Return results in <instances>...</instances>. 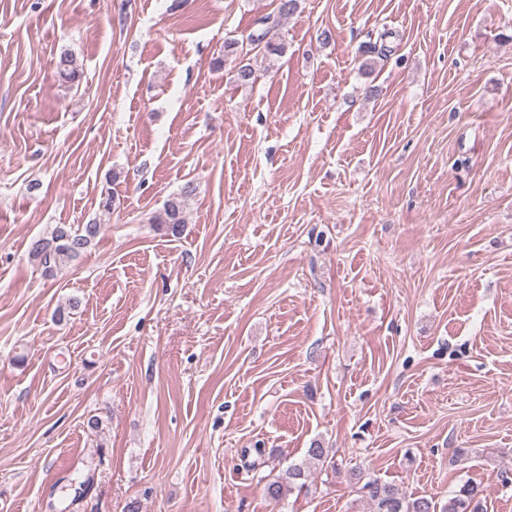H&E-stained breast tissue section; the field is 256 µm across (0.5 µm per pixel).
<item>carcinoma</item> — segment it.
<instances>
[{
	"label": "carcinoma",
	"instance_id": "cac0c4a2",
	"mask_svg": "<svg viewBox=\"0 0 512 512\" xmlns=\"http://www.w3.org/2000/svg\"><path fill=\"white\" fill-rule=\"evenodd\" d=\"M299 0H278L277 17L271 20L276 27L298 9ZM250 43L264 51V56L276 59L283 56L287 46L268 38L265 30L250 36ZM56 70L65 82H75L80 72L75 59L68 53L60 55ZM195 192L193 183H186L179 193L169 198L162 209L151 218V223L172 236L180 234L182 225L186 223V208ZM101 233V225L92 222L73 227L70 224H57L48 235L36 238L30 245L29 255L37 261L45 272L58 270L82 255ZM329 449L315 441L308 448V459L302 464H293L273 481L265 485L266 496L275 502L280 501L292 489L302 488L309 478L310 465H323L329 458ZM356 483L366 497L372 512H486L482 499L479 498L478 487L466 484L459 488L448 501L439 504L426 497L410 498L399 492V489L388 482L368 477L362 470L352 472Z\"/></svg>",
	"mask_w": 512,
	"mask_h": 512
}]
</instances>
